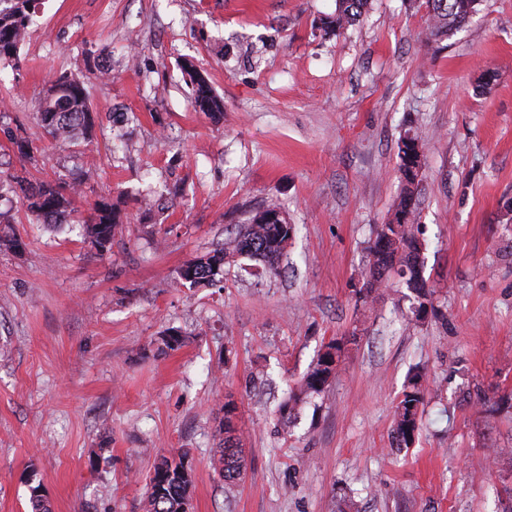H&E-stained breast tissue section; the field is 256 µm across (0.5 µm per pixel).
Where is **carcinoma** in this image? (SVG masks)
<instances>
[{
    "label": "carcinoma",
    "instance_id": "1",
    "mask_svg": "<svg viewBox=\"0 0 512 512\" xmlns=\"http://www.w3.org/2000/svg\"><path fill=\"white\" fill-rule=\"evenodd\" d=\"M37 0H0V61L17 58L20 45L26 39ZM368 0H336V11L324 20V26L340 30L358 20ZM431 28L430 34L445 37L448 32L463 26L476 12L479 0H427ZM193 84V103L200 111L218 119L223 115V100L214 92L207 78L192 65L185 67ZM87 82L83 79L61 74L57 76L47 94L39 100L38 117L45 133L63 144L74 141L92 128L91 108ZM10 142L19 154L28 159L35 158L39 148L28 138L9 134ZM418 173L404 172L402 189L391 219L379 225L376 238L370 248V265L365 273L362 289L370 293L383 284L388 273L395 269L404 285L420 299L412 314L420 315L426 307L425 299L430 294L423 277V262L420 260L422 244L414 234ZM71 183L59 175L52 180L32 182L14 175L0 179V198L10 193L25 199L27 209L47 224H62L72 219L75 210L67 191ZM282 208L268 204L257 212L249 223L240 226L235 235L224 242V248L212 255L197 258L187 263L193 271L192 283L214 284L224 263L237 255H248L263 264L266 271L274 273L295 227L288 218L281 216ZM82 223L89 225V234L95 247L103 252L112 242L114 216L112 207L105 201H97L90 208ZM342 345L332 341L309 369L299 385V392H291L288 400L281 404L284 412L300 400V396L318 394L336 376ZM424 393L419 386V376L409 380L394 411L391 444L407 447L415 439L420 426V407ZM236 405L224 403V449L213 460L214 468L224 477L226 492L231 493L241 479L243 471L242 450L233 436L232 416ZM192 467L188 464V452L159 456L149 479V491L143 502V512H191L190 489ZM31 512H51L40 486L30 487Z\"/></svg>",
    "mask_w": 512,
    "mask_h": 512
}]
</instances>
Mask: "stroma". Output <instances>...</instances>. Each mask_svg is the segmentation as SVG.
I'll return each instance as SVG.
<instances>
[{
  "mask_svg": "<svg viewBox=\"0 0 512 512\" xmlns=\"http://www.w3.org/2000/svg\"><path fill=\"white\" fill-rule=\"evenodd\" d=\"M39 0L0 62V178L63 173L74 205H111L112 243L0 202V512H143L157 457L190 451L193 512H512V0H480L429 35L426 0ZM191 62L224 100L191 104ZM88 83L91 139L60 145L36 103ZM39 146L22 158L4 128ZM422 152L414 232L433 313L406 319L397 274L358 293L400 190L398 143ZM277 201L296 227L279 272L247 256L220 283L188 261ZM179 348L162 344L168 332ZM336 378L283 420L325 346ZM421 430L391 445L410 375ZM244 434L233 493L211 465L224 404ZM368 0H336L334 15L325 18L323 24L326 29H344L350 23L358 20L362 15Z\"/></svg>",
  "mask_w": 512,
  "mask_h": 512,
  "instance_id": "35a3bbf8",
  "label": "stroma"
}]
</instances>
